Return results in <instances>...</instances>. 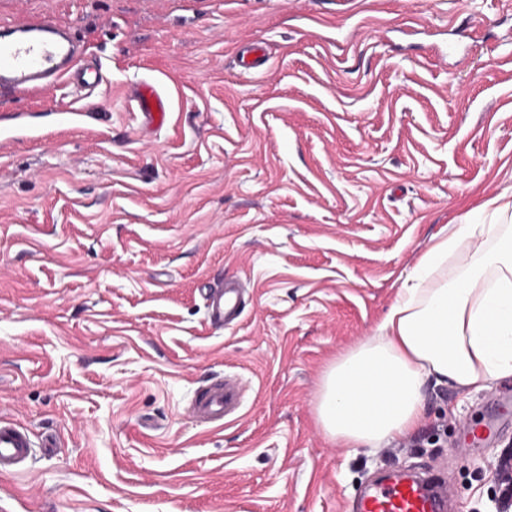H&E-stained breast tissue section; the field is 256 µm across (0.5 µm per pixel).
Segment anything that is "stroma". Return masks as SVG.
I'll return each mask as SVG.
<instances>
[{
  "label": "stroma",
  "mask_w": 512,
  "mask_h": 512,
  "mask_svg": "<svg viewBox=\"0 0 512 512\" xmlns=\"http://www.w3.org/2000/svg\"><path fill=\"white\" fill-rule=\"evenodd\" d=\"M70 25L93 92H0V415L31 457L6 512H348L430 469L452 512H512V378L428 388L409 436L351 448L316 420L340 352L464 224H510L512 0H0ZM167 93L160 128L131 99ZM241 282L238 320L206 295ZM245 387L227 424L198 393Z\"/></svg>",
  "instance_id": "obj_1"
}]
</instances>
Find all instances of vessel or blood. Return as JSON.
<instances>
[{
	"label": "vessel or blood",
	"mask_w": 512,
	"mask_h": 512,
	"mask_svg": "<svg viewBox=\"0 0 512 512\" xmlns=\"http://www.w3.org/2000/svg\"><path fill=\"white\" fill-rule=\"evenodd\" d=\"M84 56V47L66 25L48 19L1 24L0 91L27 95L85 82ZM133 98L146 124L163 126L169 101L158 86L150 81L140 82L133 90ZM242 296L243 290L236 282L212 290L207 303L211 323L225 325L235 321ZM239 399L235 384H217L197 396L192 414L204 422L223 421L238 410ZM31 447L28 430L0 416V472H11L24 463ZM351 512H448V489L433 475H399L363 493L352 503Z\"/></svg>",
	"instance_id": "1"
}]
</instances>
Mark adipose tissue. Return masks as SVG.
I'll return each instance as SVG.
<instances>
[{
	"label": "adipose tissue",
	"instance_id": "adipose-tissue-1",
	"mask_svg": "<svg viewBox=\"0 0 512 512\" xmlns=\"http://www.w3.org/2000/svg\"><path fill=\"white\" fill-rule=\"evenodd\" d=\"M416 270L377 336L327 369L316 403L327 437L379 448L418 425L427 381L469 392L512 377V226L463 225Z\"/></svg>",
	"mask_w": 512,
	"mask_h": 512
}]
</instances>
